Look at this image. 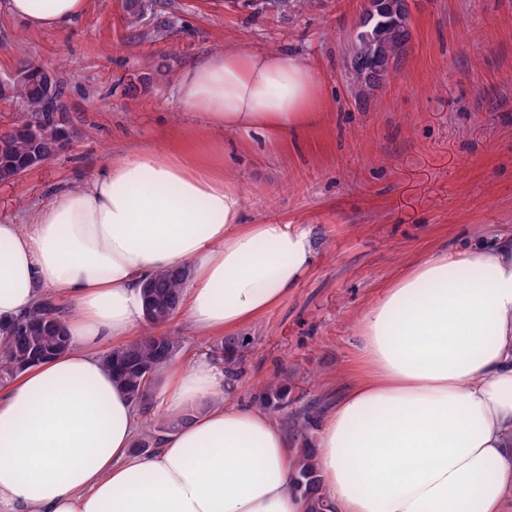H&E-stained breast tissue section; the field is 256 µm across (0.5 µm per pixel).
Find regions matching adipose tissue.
Masks as SVG:
<instances>
[{"label": "adipose tissue", "instance_id": "1", "mask_svg": "<svg viewBox=\"0 0 512 512\" xmlns=\"http://www.w3.org/2000/svg\"><path fill=\"white\" fill-rule=\"evenodd\" d=\"M64 31L88 0H0ZM171 96L211 130L269 142L316 124L299 59L218 52ZM310 233L245 223L220 144L111 155L25 224L0 223V323L63 304L69 349L0 384V512H310L294 442L209 359L172 369L157 410L188 423L136 452L146 419L106 370L144 324L141 288L188 266L178 312L234 336L311 269ZM358 368L312 446L330 512H512V242L417 263L357 324Z\"/></svg>", "mask_w": 512, "mask_h": 512}]
</instances>
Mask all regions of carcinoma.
I'll use <instances>...</instances> for the list:
<instances>
[{"label":"carcinoma","mask_w":512,"mask_h":512,"mask_svg":"<svg viewBox=\"0 0 512 512\" xmlns=\"http://www.w3.org/2000/svg\"><path fill=\"white\" fill-rule=\"evenodd\" d=\"M156 0H124L127 19L135 26L149 20L154 22V32L160 36L169 30L171 22L155 19ZM290 0H245L244 6L255 14L268 10L285 11ZM409 7L407 0H383L380 8H367L352 40L346 61L349 86L357 98H364L386 80L391 69L401 61L409 40ZM171 72L168 60L151 61L146 71L129 79L130 86H146ZM17 78L7 87L0 86V101L19 100L29 118L10 130L0 134V182H12L33 167L31 158L39 155L43 161L55 158L65 147L70 132L64 121V84L56 79L53 97L54 114L44 112L47 98L45 85L49 75H58L54 67L42 70L22 63ZM188 268L162 271L145 283L142 292L150 295L152 304L164 319L145 317L152 331L110 356H102L106 369L127 391L131 400L139 405L149 399L151 382L147 373L157 374L160 352L169 351L177 355L181 343L169 333L156 334L153 329L168 322L176 313L181 290L189 278ZM28 324L42 326L40 330L17 332L13 328L3 329L5 339L0 344V380L11 377L32 366L31 346H38L43 353L57 355L70 346L65 338L62 315L57 306L44 303L24 317ZM247 344L244 336H227L211 346L213 359L218 363L232 364L237 350ZM288 378L271 382L263 394V402L269 408L280 409L288 395ZM297 486L313 497L314 512H323L326 504L318 497L317 467L312 449H299Z\"/></svg>","instance_id":"1"}]
</instances>
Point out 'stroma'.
Wrapping results in <instances>:
<instances>
[{
    "mask_svg": "<svg viewBox=\"0 0 512 512\" xmlns=\"http://www.w3.org/2000/svg\"><path fill=\"white\" fill-rule=\"evenodd\" d=\"M166 38L130 26L123 0H91L65 32H32L0 11V75L19 61L57 67L72 138L57 158L0 184V221L24 224L111 154L219 139L224 173L250 224L311 233L310 271L241 328L251 343L232 375L241 401L288 374L287 421L329 410L356 368L358 321L386 288L438 251L512 236V0H408L409 42L396 73L352 95L345 56L367 0H306L280 15L242 0H162ZM265 50L306 60L321 119L275 144L202 126L164 80L135 93L119 77L168 54L181 71L213 52Z\"/></svg>",
    "mask_w": 512,
    "mask_h": 512,
    "instance_id": "stroma-1",
    "label": "stroma"
}]
</instances>
